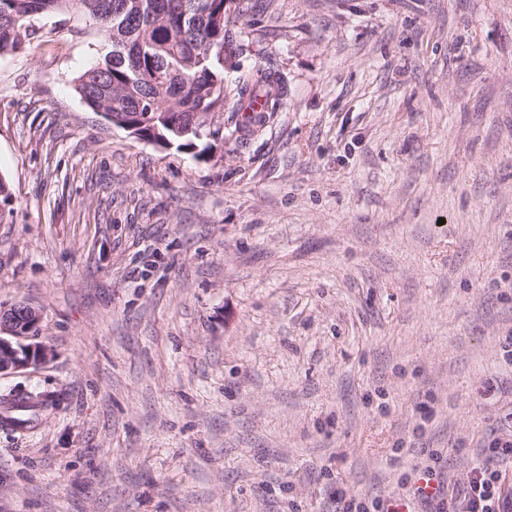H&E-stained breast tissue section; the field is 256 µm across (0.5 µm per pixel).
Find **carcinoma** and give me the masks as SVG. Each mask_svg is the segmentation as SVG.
Returning a JSON list of instances; mask_svg holds the SVG:
<instances>
[{"label": "carcinoma", "instance_id": "1", "mask_svg": "<svg viewBox=\"0 0 512 512\" xmlns=\"http://www.w3.org/2000/svg\"><path fill=\"white\" fill-rule=\"evenodd\" d=\"M68 14L96 25L104 46L75 89L94 112L112 121L131 112L140 131L164 134L182 150L196 148L197 133L237 138L260 131L284 104L283 78L257 68L239 73L232 113L224 115L225 0H0V56L37 38L30 11ZM0 423L24 430L32 407L13 393L0 395Z\"/></svg>", "mask_w": 512, "mask_h": 512}]
</instances>
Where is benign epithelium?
<instances>
[{"label":"benign epithelium","mask_w":512,"mask_h":512,"mask_svg":"<svg viewBox=\"0 0 512 512\" xmlns=\"http://www.w3.org/2000/svg\"><path fill=\"white\" fill-rule=\"evenodd\" d=\"M41 312L28 303L0 308V376L45 364L51 349L37 341Z\"/></svg>","instance_id":"7a95c632"}]
</instances>
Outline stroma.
Segmentation results:
<instances>
[{
    "label": "stroma",
    "mask_w": 512,
    "mask_h": 512,
    "mask_svg": "<svg viewBox=\"0 0 512 512\" xmlns=\"http://www.w3.org/2000/svg\"><path fill=\"white\" fill-rule=\"evenodd\" d=\"M235 61L287 81L239 143L130 137L64 14L0 56V307L49 362L0 393V512H333L512 436V0H255ZM27 397L17 399L16 396H13V391L0 395L1 410H3L5 414L13 412L10 416L5 415L0 418L4 426L11 427L13 430H25L29 428L26 426L30 422L31 413L25 411L33 410V407L26 404L25 401Z\"/></svg>",
    "instance_id": "obj_1"
}]
</instances>
